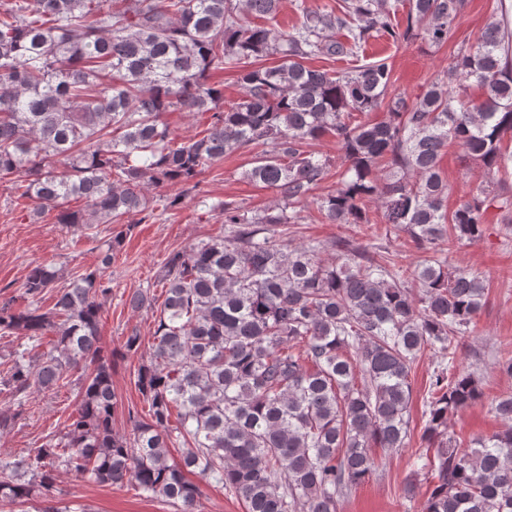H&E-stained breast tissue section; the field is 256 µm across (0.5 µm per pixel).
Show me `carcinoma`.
<instances>
[{"instance_id":"carcinoma-1","label":"carcinoma","mask_w":512,"mask_h":512,"mask_svg":"<svg viewBox=\"0 0 512 512\" xmlns=\"http://www.w3.org/2000/svg\"><path fill=\"white\" fill-rule=\"evenodd\" d=\"M104 2L0 0V180L32 199L30 217L142 223L150 189L181 186L163 199L176 208L206 166L258 144L269 149L245 176L278 200L259 212L219 203L224 234L167 257L161 304L148 288L131 295V309L155 313L156 329L135 379L149 419L132 417L127 437L112 428L117 399L99 333L119 238L58 289L52 307L37 299L59 273L42 264L26 276L27 304L0 301V331L33 341L15 353L0 391L20 402L85 370L61 440L0 459V507L34 501L36 512H72L55 497L65 470L101 485L130 481L195 512L190 469L247 512H337L340 494L372 475L373 446L404 447L411 367L430 345L445 363L417 457L416 473L433 483L420 512H512V394L492 406L502 431L465 448L448 436V417L482 397L477 377L455 360L486 287L443 257L449 237L482 236L490 209L512 212V196L494 182L512 167L503 147L512 139L508 23L489 21L409 100L389 96L384 60L336 71L306 61L352 57L378 35L439 47L467 0H408L404 27L389 0H343L338 14L306 4L291 32L255 23L275 19L280 0H112L107 12ZM266 57L277 64H258ZM225 68L238 70L241 86L228 103L204 79ZM472 88L481 96L471 98ZM382 106L379 123L351 121ZM171 110L209 115L207 133L171 137L162 120ZM326 135L345 162L336 190L315 199L328 223L372 224L376 201L380 223L432 256L394 273L354 239L333 241L329 260L318 243H288L284 227L301 223L300 206L327 175L329 159L312 150ZM450 143L488 181L449 214L440 162ZM77 199L84 206L69 208ZM176 443L186 451L171 463L167 448Z\"/></svg>"}]
</instances>
